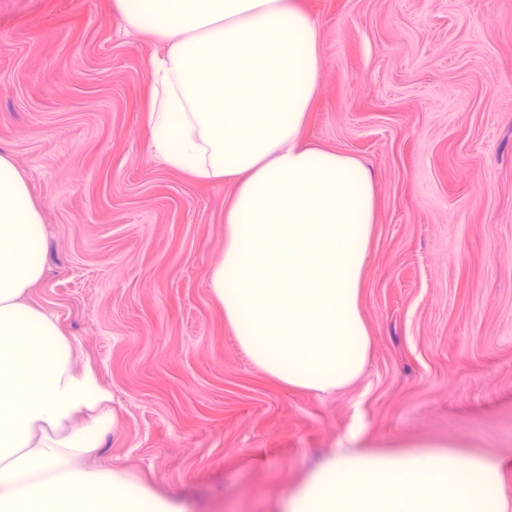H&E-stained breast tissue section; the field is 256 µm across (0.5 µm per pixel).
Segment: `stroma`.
<instances>
[{
	"label": "stroma",
	"instance_id": "obj_1",
	"mask_svg": "<svg viewBox=\"0 0 512 512\" xmlns=\"http://www.w3.org/2000/svg\"><path fill=\"white\" fill-rule=\"evenodd\" d=\"M319 32L304 144L362 160L375 219L348 387L256 365L209 286L233 188L149 149L164 43L114 0H0V153L47 230L29 301L115 422L91 466L188 512H285L339 450L494 458L512 502V0H298Z\"/></svg>",
	"mask_w": 512,
	"mask_h": 512
}]
</instances>
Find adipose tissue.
Here are the masks:
<instances>
[{
	"label": "adipose tissue",
	"instance_id": "ef3b65f1",
	"mask_svg": "<svg viewBox=\"0 0 512 512\" xmlns=\"http://www.w3.org/2000/svg\"><path fill=\"white\" fill-rule=\"evenodd\" d=\"M126 25L166 43L149 63V146L234 195L210 288L240 344L271 376L330 392L368 358L360 282L375 213L356 158L305 147L319 38L295 0H115ZM46 229L0 154V512H180L134 476L92 468L107 393L74 368L55 319L26 300ZM287 512H506L498 465L422 445L331 454Z\"/></svg>",
	"mask_w": 512,
	"mask_h": 512
}]
</instances>
